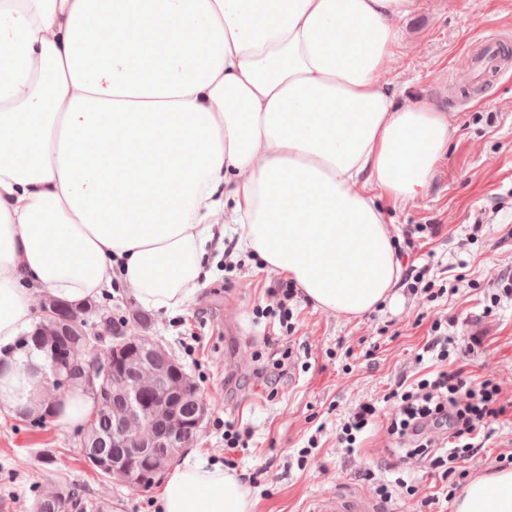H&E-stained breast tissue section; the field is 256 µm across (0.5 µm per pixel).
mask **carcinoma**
Listing matches in <instances>:
<instances>
[{
	"instance_id": "carcinoma-1",
	"label": "carcinoma",
	"mask_w": 512,
	"mask_h": 512,
	"mask_svg": "<svg viewBox=\"0 0 512 512\" xmlns=\"http://www.w3.org/2000/svg\"><path fill=\"white\" fill-rule=\"evenodd\" d=\"M42 301L46 303L48 299L44 297ZM91 316L96 320H89ZM134 327L147 332L151 328V318L138 309L114 317L104 305L88 302L75 306L58 300L46 307L33 330L19 339L16 350L27 355L36 350L45 357L57 353L77 391L85 385V367L79 353L92 332L110 335L121 331L128 335ZM171 358L167 352L152 356L131 353L127 356L122 377L90 419V429L85 438L89 454L107 460L123 456L125 449L115 441L113 432L124 422L129 410L127 391L133 389L144 406L153 407L151 417L143 422L147 428L146 452L136 462L134 470L148 473L159 467L165 471L171 466L178 453L173 438L174 417L188 419L195 411V400L187 394L186 383L171 372ZM48 389L49 392L37 400L27 397L26 403L17 409L20 422L40 429L46 425V416L59 412V404L55 403L57 388L50 384ZM91 509L94 512H112V506L105 509L95 507L86 501L81 489L65 484L37 499L34 505V512H89Z\"/></svg>"
}]
</instances>
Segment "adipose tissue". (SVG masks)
I'll list each match as a JSON object with an SVG mask.
<instances>
[{
    "instance_id": "1",
    "label": "adipose tissue",
    "mask_w": 512,
    "mask_h": 512,
    "mask_svg": "<svg viewBox=\"0 0 512 512\" xmlns=\"http://www.w3.org/2000/svg\"><path fill=\"white\" fill-rule=\"evenodd\" d=\"M416 0H0V347L35 294L129 288L172 312L238 247L316 305L365 314L400 274L376 193L403 202L448 145L380 84ZM160 512H252L221 463L169 469ZM456 512H512V470Z\"/></svg>"
}]
</instances>
